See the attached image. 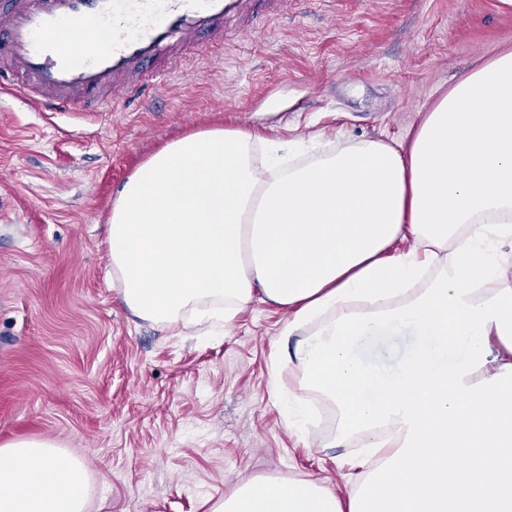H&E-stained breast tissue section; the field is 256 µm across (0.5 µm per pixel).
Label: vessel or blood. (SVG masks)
Returning a JSON list of instances; mask_svg holds the SVG:
<instances>
[{
  "label": "vessel or blood",
  "instance_id": "obj_1",
  "mask_svg": "<svg viewBox=\"0 0 512 512\" xmlns=\"http://www.w3.org/2000/svg\"><path fill=\"white\" fill-rule=\"evenodd\" d=\"M285 0H0V72L45 112H114L183 78L198 34L252 28Z\"/></svg>",
  "mask_w": 512,
  "mask_h": 512
}]
</instances>
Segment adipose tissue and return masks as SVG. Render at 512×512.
<instances>
[{"label": "adipose tissue", "mask_w": 512, "mask_h": 512, "mask_svg": "<svg viewBox=\"0 0 512 512\" xmlns=\"http://www.w3.org/2000/svg\"><path fill=\"white\" fill-rule=\"evenodd\" d=\"M112 285L137 318L230 326L284 311L289 370L359 438L347 497L257 477L210 512H512V51L462 75L402 141L305 160L209 127L151 154L108 219ZM404 331L396 371L358 345ZM89 473L53 440L0 444V512H86Z\"/></svg>", "instance_id": "1"}]
</instances>
